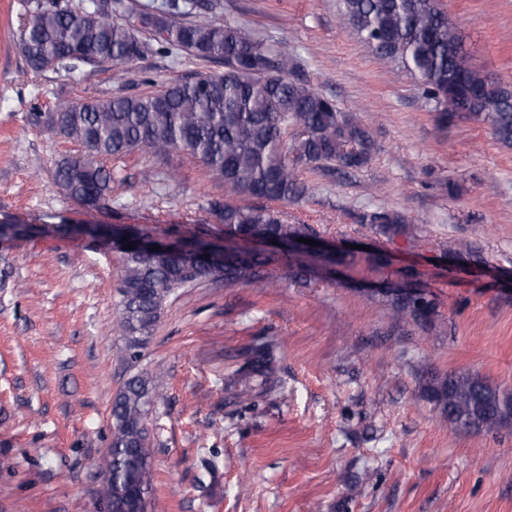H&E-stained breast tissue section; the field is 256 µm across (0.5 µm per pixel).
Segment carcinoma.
I'll return each mask as SVG.
<instances>
[{"instance_id":"cac0c4a2","label":"carcinoma","mask_w":512,"mask_h":512,"mask_svg":"<svg viewBox=\"0 0 512 512\" xmlns=\"http://www.w3.org/2000/svg\"><path fill=\"white\" fill-rule=\"evenodd\" d=\"M223 8L222 0H164L139 9L129 0H85L74 11L56 2L36 8L21 22L16 47L36 74L130 64L152 40L169 53L224 65L222 72L199 73L154 93L61 105L47 129L87 151L81 160L58 164L57 184L69 197L99 207L112 192L111 173L101 160L134 151L155 157L185 151L224 183L228 195L285 202L309 193L301 178L304 169L334 164L354 171L368 163L377 151L371 132L313 87L288 49L244 25L213 20ZM134 10L137 27L122 19ZM340 15L360 43L418 83L440 127L463 117L489 125L498 142L512 146V85L472 65L463 37L436 0H340ZM473 86L483 89L475 110L453 111ZM290 127L293 139L287 147ZM210 210L229 238L287 241L312 234L309 225L285 224L277 211L264 206L214 201ZM361 221L393 239L405 233L407 217L382 205ZM278 260L274 252H229L222 264H186L165 255L122 252L116 329L124 337L126 359L139 358L167 299L178 290L207 280L248 282ZM390 304L394 316L417 324L431 323L436 315L433 300L403 290L390 296ZM274 361V344L252 345L230 374L227 389L241 402L275 392ZM427 390L453 429L492 432L512 415V404L477 373L454 372L441 379L430 372ZM157 398L148 379L136 375L112 402L111 441L96 465L112 472V484L99 494L115 512H146L147 417Z\"/></svg>"}]
</instances>
